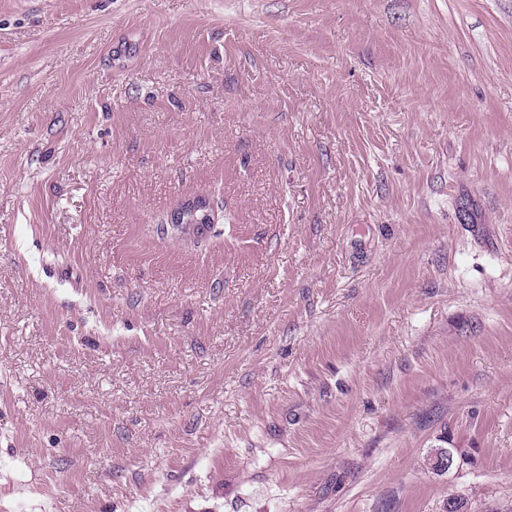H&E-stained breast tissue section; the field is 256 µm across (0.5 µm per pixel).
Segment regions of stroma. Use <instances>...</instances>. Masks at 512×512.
I'll return each instance as SVG.
<instances>
[{"label": "stroma", "instance_id": "1", "mask_svg": "<svg viewBox=\"0 0 512 512\" xmlns=\"http://www.w3.org/2000/svg\"><path fill=\"white\" fill-rule=\"evenodd\" d=\"M452 495L512 512V0H0V512ZM180 208H183V210H185L186 212L194 214V217L182 215L181 219L178 220L179 223L175 224L173 223L171 216H168L167 221L163 225L165 234H168L169 230L171 231V234L176 235L178 233H185L191 227L195 228V225L193 224L199 223H196L194 219L199 222L202 214L207 216L208 224H214L215 221L217 220V213L213 204H211L210 201L203 198H198L191 202L182 204Z\"/></svg>", "mask_w": 512, "mask_h": 512}]
</instances>
